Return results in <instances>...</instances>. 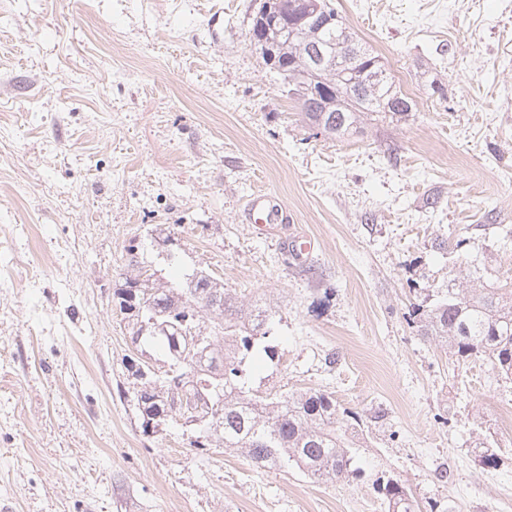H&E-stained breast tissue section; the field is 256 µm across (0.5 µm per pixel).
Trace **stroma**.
Returning a JSON list of instances; mask_svg holds the SVG:
<instances>
[{"instance_id": "obj_1", "label": "stroma", "mask_w": 512, "mask_h": 512, "mask_svg": "<svg viewBox=\"0 0 512 512\" xmlns=\"http://www.w3.org/2000/svg\"><path fill=\"white\" fill-rule=\"evenodd\" d=\"M412 112L340 139L302 120L249 42L258 0H0V499L11 512H512V381L419 336L411 304L512 285V0H330ZM267 190L306 262L241 214ZM274 307L251 390L331 393L359 474L316 483L148 435L141 353L112 302L130 256ZM488 442L496 468L472 449ZM281 244L296 257L297 260L307 259L314 250V241L305 233L298 232L281 238ZM378 492L383 496L388 512H419V508L407 488L396 479H388L379 483Z\"/></svg>"}]
</instances>
